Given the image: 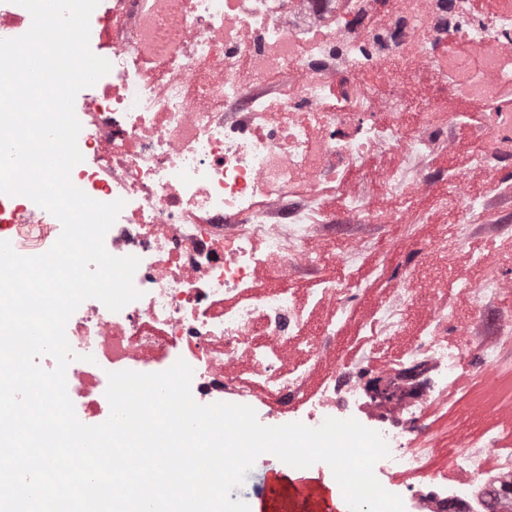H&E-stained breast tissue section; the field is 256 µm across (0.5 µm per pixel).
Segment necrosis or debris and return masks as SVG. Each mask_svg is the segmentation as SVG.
<instances>
[{
    "mask_svg": "<svg viewBox=\"0 0 512 512\" xmlns=\"http://www.w3.org/2000/svg\"><path fill=\"white\" fill-rule=\"evenodd\" d=\"M492 14L496 37L456 0H100L89 46L111 69L76 95L83 159L70 178L94 200H124L104 245L138 257L141 296L117 312L85 300L67 322L79 421L109 418V373H159L181 359L199 404L232 396L273 420L306 401L308 427L352 418L380 433L393 477L417 480L408 512L451 502L486 512V489L512 482L500 430L459 436L448 483L430 471L427 420L459 386L470 350L497 368L512 324L482 315L452 333L441 287L394 288L378 306L381 334L340 365L336 322L362 283L288 282L322 264L339 216L366 223L385 209L402 223L394 198L429 194L441 180L418 162L449 148L448 125L408 75L453 96L451 74H466L485 115L477 167L489 154L512 157V122L492 116L488 94L512 85V5ZM61 230L30 198L0 194V240L20 255L43 254ZM414 308L424 328L406 358L380 357ZM311 310L325 315L313 339ZM369 365L394 396L350 379Z\"/></svg>",
    "mask_w": 512,
    "mask_h": 512,
    "instance_id": "1",
    "label": "necrosis or debris"
}]
</instances>
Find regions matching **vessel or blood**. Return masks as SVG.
Listing matches in <instances>:
<instances>
[{"label":"vessel or blood","mask_w":512,"mask_h":512,"mask_svg":"<svg viewBox=\"0 0 512 512\" xmlns=\"http://www.w3.org/2000/svg\"><path fill=\"white\" fill-rule=\"evenodd\" d=\"M286 496L306 502L309 512H336L344 500L335 478L322 468L279 469L266 475L262 488L248 503L250 512H276Z\"/></svg>","instance_id":"b4317fda"}]
</instances>
